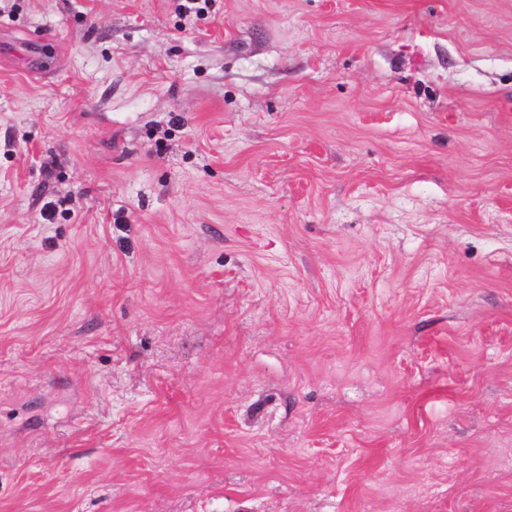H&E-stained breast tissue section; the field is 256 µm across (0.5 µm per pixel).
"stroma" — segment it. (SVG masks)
<instances>
[{"mask_svg":"<svg viewBox=\"0 0 512 512\" xmlns=\"http://www.w3.org/2000/svg\"><path fill=\"white\" fill-rule=\"evenodd\" d=\"M182 2L0 0V512H512V0Z\"/></svg>","mask_w":512,"mask_h":512,"instance_id":"stroma-1","label":"stroma"}]
</instances>
